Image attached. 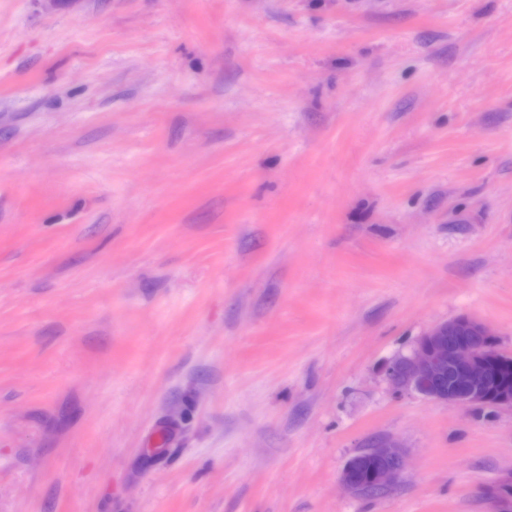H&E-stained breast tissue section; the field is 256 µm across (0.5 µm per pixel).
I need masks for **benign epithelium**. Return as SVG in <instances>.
Returning <instances> with one entry per match:
<instances>
[{"label": "benign epithelium", "instance_id": "benign-epithelium-1", "mask_svg": "<svg viewBox=\"0 0 512 512\" xmlns=\"http://www.w3.org/2000/svg\"><path fill=\"white\" fill-rule=\"evenodd\" d=\"M506 357L483 323L460 315L434 324L408 352L388 359L381 372L398 397L415 395L498 411L512 408V394L495 396L489 391L495 366ZM404 469V451L377 439L347 460L340 480L353 496L384 495L400 484ZM483 496L490 512H512V470L484 486Z\"/></svg>", "mask_w": 512, "mask_h": 512}]
</instances>
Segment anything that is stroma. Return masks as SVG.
<instances>
[{"label":"stroma","instance_id":"stroma-1","mask_svg":"<svg viewBox=\"0 0 512 512\" xmlns=\"http://www.w3.org/2000/svg\"><path fill=\"white\" fill-rule=\"evenodd\" d=\"M461 314L512 353V0H0V512H488L512 410L380 372ZM405 469L404 451L383 439L352 455L344 465L340 480L348 493L384 495L400 484ZM365 477L366 482L361 478Z\"/></svg>","mask_w":512,"mask_h":512}]
</instances>
